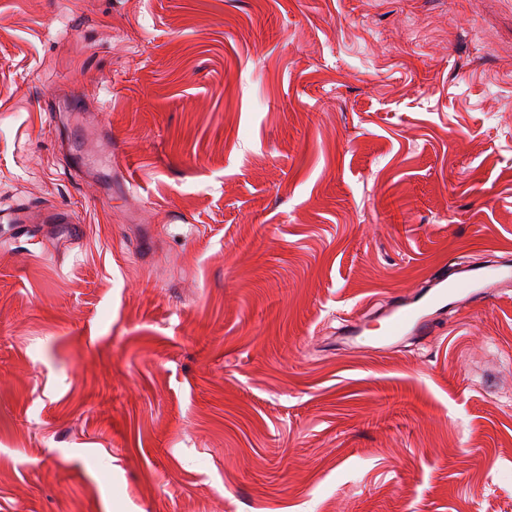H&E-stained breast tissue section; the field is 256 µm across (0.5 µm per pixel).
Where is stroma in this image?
I'll use <instances>...</instances> for the list:
<instances>
[{
  "instance_id": "1",
  "label": "stroma",
  "mask_w": 512,
  "mask_h": 512,
  "mask_svg": "<svg viewBox=\"0 0 512 512\" xmlns=\"http://www.w3.org/2000/svg\"><path fill=\"white\" fill-rule=\"evenodd\" d=\"M131 165L103 185L69 117ZM0 512H512V0H0ZM0 224L9 226L14 232L30 227L33 224H71V232L80 235V228L76 224L81 222L68 210L36 209L18 207L0 211ZM42 228V227H41ZM470 282L479 288L500 287L512 282L510 261L497 264L474 266L464 270ZM472 291L463 296L456 286L455 279L448 275L445 268L440 269L426 288L416 299L397 305L389 313V320L378 330L382 341L399 336H432L435 330L437 312L452 304L473 303L484 290ZM436 310L435 312H433Z\"/></svg>"
}]
</instances>
